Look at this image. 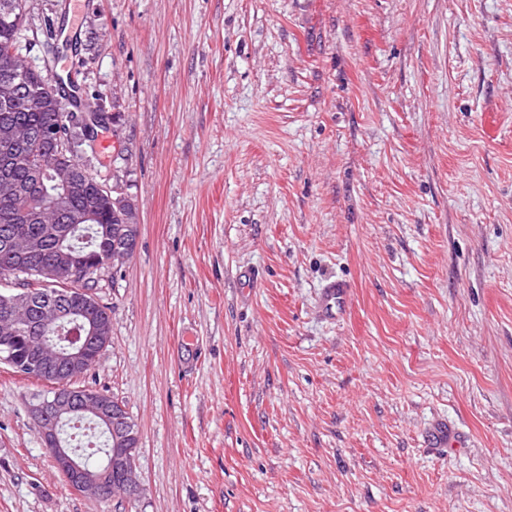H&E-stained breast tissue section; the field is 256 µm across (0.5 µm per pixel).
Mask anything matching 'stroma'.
Masks as SVG:
<instances>
[{"label": "stroma", "instance_id": "35a3bbf8", "mask_svg": "<svg viewBox=\"0 0 512 512\" xmlns=\"http://www.w3.org/2000/svg\"><path fill=\"white\" fill-rule=\"evenodd\" d=\"M69 2L28 58L119 115L138 246L86 382L144 491L74 492L1 364L0 512H512V0ZM352 290L341 279L327 280L321 287L319 306L323 317L334 320L343 317L350 306Z\"/></svg>", "mask_w": 512, "mask_h": 512}]
</instances>
